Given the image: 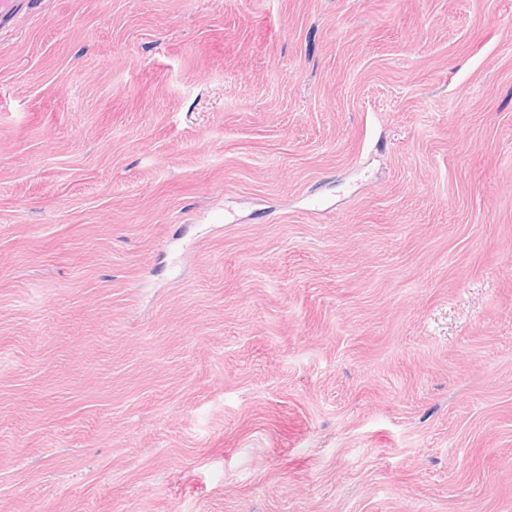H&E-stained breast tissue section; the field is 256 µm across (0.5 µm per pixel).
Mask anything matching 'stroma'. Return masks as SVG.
Here are the masks:
<instances>
[{"mask_svg": "<svg viewBox=\"0 0 512 512\" xmlns=\"http://www.w3.org/2000/svg\"><path fill=\"white\" fill-rule=\"evenodd\" d=\"M0 512H512V0H22Z\"/></svg>", "mask_w": 512, "mask_h": 512, "instance_id": "1", "label": "stroma"}]
</instances>
